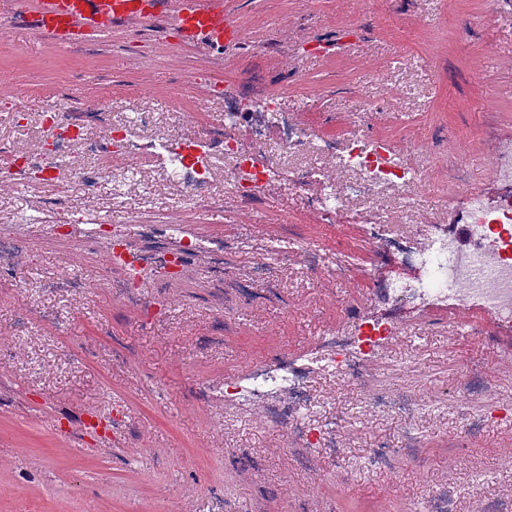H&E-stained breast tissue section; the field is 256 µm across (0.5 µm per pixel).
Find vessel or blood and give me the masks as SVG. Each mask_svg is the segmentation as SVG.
Returning a JSON list of instances; mask_svg holds the SVG:
<instances>
[{"label": "vessel or blood", "instance_id": "vessel-or-blood-1", "mask_svg": "<svg viewBox=\"0 0 512 512\" xmlns=\"http://www.w3.org/2000/svg\"><path fill=\"white\" fill-rule=\"evenodd\" d=\"M19 11L39 15V34L50 36L55 45H74L79 32L97 35L159 15L164 0H11ZM176 34L182 42L200 40L221 47L237 43L240 30L224 10L223 0H182Z\"/></svg>", "mask_w": 512, "mask_h": 512}]
</instances>
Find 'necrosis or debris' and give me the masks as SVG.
I'll use <instances>...</instances> for the list:
<instances>
[{
	"mask_svg": "<svg viewBox=\"0 0 512 512\" xmlns=\"http://www.w3.org/2000/svg\"><path fill=\"white\" fill-rule=\"evenodd\" d=\"M270 122L280 126L284 155L314 150L322 155L326 169L320 183L310 184L307 170L301 167L288 168L286 175L299 187L310 188L326 221H336L350 202L361 203V218L369 227L362 246L366 258L362 270L374 279L375 298L395 305L419 303L436 310L476 308L494 316L496 335L512 337V152L497 156L489 169L490 181L502 189L494 205H486L482 195L469 188L461 190L468 198L464 215L468 242H460L452 224L419 226L412 236L403 237L392 231L391 217L381 208L380 200L388 194L409 198L415 186L414 170L403 164L385 165V151L379 146L365 150L351 139L315 143L308 129L288 122L281 110V97L275 93L265 96L260 111L246 113L233 107L224 111V136L211 142L209 150L224 159L225 196L249 204L260 199L271 182L274 171L262 161V146L245 147L238 137L239 128L245 125L254 136H262ZM43 127L51 135L53 150L0 147V152L13 159L12 165L0 168L1 183L22 186L44 173H58V158L76 154L100 159L97 167L80 165L69 171L72 179L91 189L103 178L115 182L125 178L127 170L120 165V158L147 153L163 158L184 202L199 204L214 196L210 173L198 159L187 158L182 144L162 137H141L125 125L109 128L90 120L63 124L47 117ZM87 232L105 243L112 267L121 271V278L109 287L113 296L125 302L137 301L149 288L151 280L140 275L143 267H151L152 280L175 281L186 273L191 256L209 252L199 241L182 236L174 224H146L131 216L91 226L22 217L0 223V267L15 268L25 243L34 238L45 234L75 238ZM394 254L405 265L420 270V277L411 281L375 279L377 265ZM401 332V326L391 321L374 325L367 335L355 339L326 330L317 343L316 361L288 358L278 360L272 368H253L225 390L224 402L232 408L247 404L260 409L270 423L288 424L303 447L331 438L329 432L305 429L299 421L300 410L311 402L310 379L315 372L337 373L365 383L374 406L408 412L407 399L368 383L372 350Z\"/></svg>",
	"mask_w": 512,
	"mask_h": 512,
	"instance_id": "4bbe7bcc",
	"label": "necrosis or debris"
}]
</instances>
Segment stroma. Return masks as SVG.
Listing matches in <instances>:
<instances>
[{
  "label": "stroma",
  "instance_id": "stroma-1",
  "mask_svg": "<svg viewBox=\"0 0 512 512\" xmlns=\"http://www.w3.org/2000/svg\"><path fill=\"white\" fill-rule=\"evenodd\" d=\"M242 40L229 48L165 43L125 29L61 49L10 26L0 13V69L10 71L25 105L0 107V143L38 138L36 122L57 102L103 109L108 123L159 118L139 135L210 142L224 128V104L239 99L254 70L284 107L305 103L301 119L317 135L383 144L407 160L418 184L409 204L394 200L393 232L408 236L418 221L459 223L444 209L459 184L494 196L487 164L512 144V0H224ZM223 82V99L190 117L201 97L191 77ZM364 103L374 111L357 120ZM130 186L92 192L56 178L0 194V218L35 211L66 195L96 220L126 211L179 224L210 243H229L228 277L248 290L217 301L220 277L207 260L192 261L183 280L155 283L139 304L104 289L114 278L104 245L39 240L22 282L0 272V512H429L449 497L454 512H475L469 495L480 481L484 502L512 508V420L468 426L460 409L487 390L494 407L512 410V363L476 310L448 315L404 306V329L371 375L412 397L413 411L372 405L366 389L339 376L315 377L306 423L336 432V445L299 450L288 426L256 412L229 411L222 395L257 364L309 355L326 328L357 335L347 308L367 322L384 320L383 303L359 274L332 271L336 256L360 246L363 223L346 210L323 223L310 194L290 184L252 208L229 200L180 203L159 183L158 163L135 156ZM297 225L322 256L264 261L278 225ZM82 281L81 291L68 288ZM164 310L143 312L156 297ZM209 388L200 400V388ZM102 420L82 439V414ZM419 443L403 451L406 433ZM395 449L391 464L377 460Z\"/></svg>",
  "mask_w": 512,
  "mask_h": 512
}]
</instances>
